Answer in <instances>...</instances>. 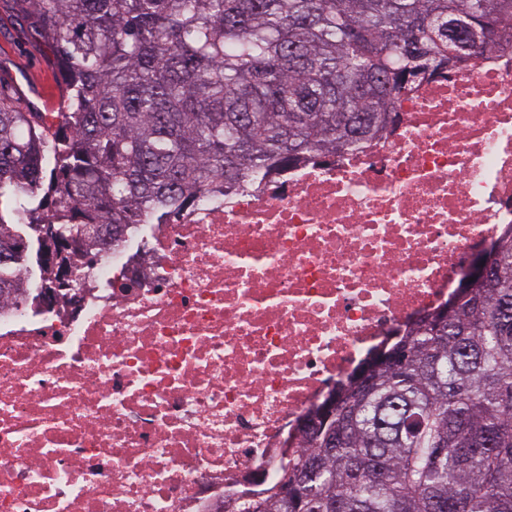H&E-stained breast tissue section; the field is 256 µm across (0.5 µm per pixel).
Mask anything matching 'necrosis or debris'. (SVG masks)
<instances>
[{
    "label": "necrosis or debris",
    "instance_id": "necrosis-or-debris-1",
    "mask_svg": "<svg viewBox=\"0 0 512 512\" xmlns=\"http://www.w3.org/2000/svg\"><path fill=\"white\" fill-rule=\"evenodd\" d=\"M396 111L0 302V512H242L274 484L302 416L512 228V54Z\"/></svg>",
    "mask_w": 512,
    "mask_h": 512
}]
</instances>
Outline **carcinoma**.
Masks as SVG:
<instances>
[{"label": "carcinoma", "instance_id": "cac0c4a2", "mask_svg": "<svg viewBox=\"0 0 512 512\" xmlns=\"http://www.w3.org/2000/svg\"><path fill=\"white\" fill-rule=\"evenodd\" d=\"M58 55L53 121L0 90V298L61 245L224 181L355 150L426 75L502 41L512 0H20ZM474 279L309 417L245 512H512V229Z\"/></svg>", "mask_w": 512, "mask_h": 512}]
</instances>
